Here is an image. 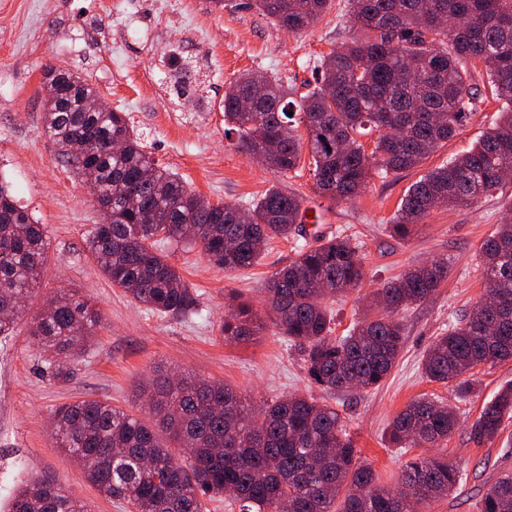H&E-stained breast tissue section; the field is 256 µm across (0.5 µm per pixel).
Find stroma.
Wrapping results in <instances>:
<instances>
[{
    "label": "stroma",
    "instance_id": "obj_1",
    "mask_svg": "<svg viewBox=\"0 0 512 512\" xmlns=\"http://www.w3.org/2000/svg\"><path fill=\"white\" fill-rule=\"evenodd\" d=\"M347 9V0H332L315 24L289 33L249 0H228L223 8L212 0H0V173L48 235L40 285L12 335L0 336V512H8L14 486L31 474L61 485L88 512H129L128 504L100 494L56 447L50 421L58 407L81 400L136 413L135 385L158 366L222 381L255 403L299 394L335 407L360 461L388 485L418 454L390 446L393 417L415 399L448 402L459 426L434 451L456 464L460 480L428 512H479L489 485L512 472V419L491 441L476 438L473 430L482 406L512 384V359L477 367L475 390L463 399L422 372L434 337L483 295L478 249L512 205V188L470 209L435 208L404 238L390 228L410 185L467 152L497 118L502 104L487 89L486 75L473 74L481 102L459 135L421 166L373 177L351 201L320 196L310 164L276 174L239 151L236 135L224 133L222 104L235 78L249 70L305 91L315 83L314 62L358 36ZM48 65L70 69L97 89L109 109L128 113L147 152L207 200L246 207L275 185L302 196L310 218L294 236L272 240L253 266L229 273L200 248L166 246L192 290V310L159 315L136 304L104 278L85 249L101 214L89 184L62 163L45 130ZM337 233L356 243L364 269L357 290L327 299L338 336L363 318L384 283L428 260H451L433 295L401 312V355L384 383L368 391L329 393L312 383L298 347L273 323L242 342L221 333L232 297L268 315L264 288L272 272L300 247ZM70 289L91 299L101 325L75 361L73 380L60 383L46 373L29 327L47 295Z\"/></svg>",
    "mask_w": 512,
    "mask_h": 512
}]
</instances>
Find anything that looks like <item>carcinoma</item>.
<instances>
[{
    "label": "carcinoma",
    "mask_w": 512,
    "mask_h": 512,
    "mask_svg": "<svg viewBox=\"0 0 512 512\" xmlns=\"http://www.w3.org/2000/svg\"><path fill=\"white\" fill-rule=\"evenodd\" d=\"M329 0H252L280 27L300 31L314 23ZM350 23L366 37L343 43L316 63L313 89L290 99L281 80L241 73L224 94V124L245 153L260 151L266 166L286 174L303 154L317 192L351 200L372 174L419 166L453 138L476 111L469 71L485 72L505 101L499 121L473 147L427 171L402 199L392 224L405 237L438 205L472 208L503 194L512 170V0H349ZM56 97L44 103V125L62 162L95 183L111 221L97 224L86 246L100 271L135 302L159 314L191 309L190 288L158 245H198L226 272L251 267L274 238L302 223V200L278 186L250 207L211 204L146 152L127 114L92 110L96 89L73 73L49 67ZM292 115H287V112ZM377 135L372 151L362 139ZM122 149H110L112 140ZM91 142L85 155L74 142ZM47 239L0 182V335L15 328L23 302L37 289ZM486 288L475 310L436 337L422 358L427 378L470 395L472 371L512 359V211L480 246ZM448 260L409 269L376 291L378 317L332 336L327 294L356 289L363 279L358 247L346 236L303 247L268 279L265 293L273 323L303 352L309 377L326 391L378 387L403 347L399 312L427 300L448 278ZM100 323L91 301L60 291L47 299L29 333L58 382L74 377L78 348ZM263 329L261 315L244 301L224 317L228 341ZM144 416L99 400L59 407L53 415L56 446L82 460L101 494L136 512H205L221 495L240 512H419L459 482L456 467L440 456L407 462L401 498L378 482L336 409L304 396L257 408L224 383L157 369L136 386ZM512 418V384L486 403L475 422L492 440ZM455 410L418 399L389 425L396 448L434 446L456 429ZM9 512H87L55 482L34 478L19 486ZM480 512H512V473L484 493Z\"/></svg>",
    "instance_id": "obj_1"
}]
</instances>
